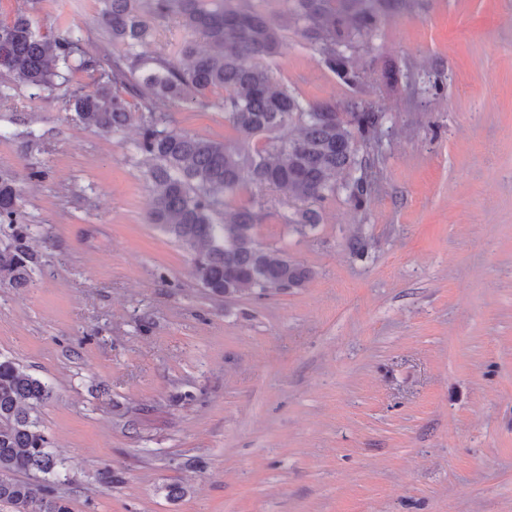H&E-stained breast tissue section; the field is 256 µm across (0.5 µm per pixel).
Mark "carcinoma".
Here are the masks:
<instances>
[{
  "instance_id": "carcinoma-1",
  "label": "carcinoma",
  "mask_w": 512,
  "mask_h": 512,
  "mask_svg": "<svg viewBox=\"0 0 512 512\" xmlns=\"http://www.w3.org/2000/svg\"><path fill=\"white\" fill-rule=\"evenodd\" d=\"M388 0H286L274 15L261 0H97L103 44L95 53L78 27L39 33L19 11L0 22V75L32 90L61 89L72 119L106 136L131 127L151 192L145 222L186 250L198 285L217 297L274 295L302 288L306 266L257 241L264 203L228 210L245 184L288 191L283 223L305 235L317 205L349 191L354 205L371 194L359 144L375 141L380 115L355 100L310 102L275 81L268 61L286 50L293 28L350 87L364 76L345 50L366 41ZM174 16L186 31L178 56L149 53L155 23ZM83 82L71 86L75 74ZM224 113L234 141L176 126L185 105ZM23 190L0 169V288H25L38 265L21 223ZM52 397L44 380L0 359V507L9 512H71L55 486L69 480L51 448L38 408ZM20 473L34 480L17 479Z\"/></svg>"
}]
</instances>
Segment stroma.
Returning a JSON list of instances; mask_svg holds the SVG:
<instances>
[{
	"label": "stroma",
	"instance_id": "obj_1",
	"mask_svg": "<svg viewBox=\"0 0 512 512\" xmlns=\"http://www.w3.org/2000/svg\"><path fill=\"white\" fill-rule=\"evenodd\" d=\"M95 4L28 8L40 31H93ZM287 43L278 83L382 124L363 208L339 191L302 236L286 191L233 199H262L259 241L312 272L263 298L211 296L145 223L135 129H84L56 92L0 101V125L28 112L44 135L0 141L40 255L0 288V357L53 388L58 490L72 512H512V0H395L349 53L359 94Z\"/></svg>",
	"mask_w": 512,
	"mask_h": 512
}]
</instances>
